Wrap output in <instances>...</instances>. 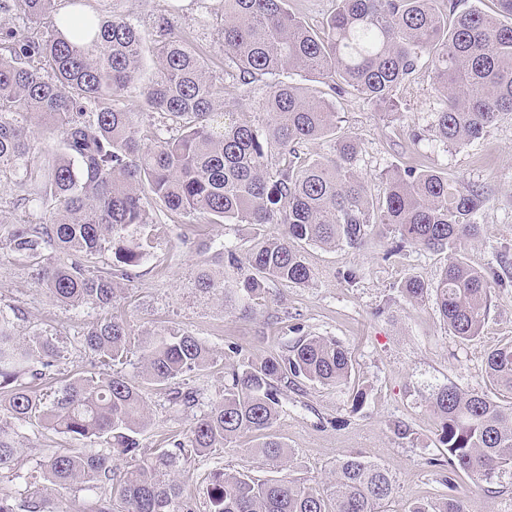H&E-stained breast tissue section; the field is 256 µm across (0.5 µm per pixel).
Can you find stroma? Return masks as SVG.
<instances>
[{
	"label": "stroma",
	"mask_w": 512,
	"mask_h": 512,
	"mask_svg": "<svg viewBox=\"0 0 512 512\" xmlns=\"http://www.w3.org/2000/svg\"><path fill=\"white\" fill-rule=\"evenodd\" d=\"M176 26L193 33L213 58L219 57L220 39L215 17H202L196 0H177ZM168 0H121L120 9L138 25L146 42L159 37V18ZM399 112L390 116L384 107L363 95L334 97L336 118L343 130L361 144L358 170L372 199L383 194L380 176L393 168L433 167L447 172L460 188L480 185L490 200L478 215L483 233L461 249L469 265L496 266L501 255L512 258V116L501 119L481 138L460 148H445L431 141L413 144L410 129L427 131L440 97L429 62L417 70L396 93ZM163 226L154 235L148 258L133 279L122 282L121 297L111 314L122 319L134 336L187 331L216 354L210 366L195 371L178 387L193 392L194 406L170 403L166 391L144 385L151 426L141 435L145 453L157 448L162 436L188 440L194 419L206 413L224 395L223 353L228 344L259 360L285 352L304 336H329L349 351L353 365L341 389L310 382L281 390V409L273 428L289 452L288 461L256 454L257 440L245 434L230 447L192 456L175 477L191 495L195 512H208L203 480L217 468L237 470L256 479L283 475L307 486L322 488L334 477L336 462L356 453L381 463L391 473L395 492L385 512H407L420 499H435L447 492L446 473L431 467L442 457L439 421L430 410L432 395L453 383L465 390H480L497 402L512 403V395L490 387L485 372L487 352L512 341V288L498 290L481 335L467 342L449 334L434 294L406 303L398 287L417 278L433 285L447 262L442 252L404 247L392 251L391 240L372 232L358 248L305 245L301 254L313 270L305 285L267 284L264 292L243 307L233 298L201 292L195 276L203 257L195 243L216 240L246 254L249 228L244 224H200L195 218L156 208ZM356 270L354 281L343 278ZM0 312L10 316L21 339L41 334L53 337L60 357L51 370L50 385L39 387L44 402L70 372L91 369L92 357L82 344V333L99 317V310L57 303L40 288L29 262L0 250ZM363 403H356V395ZM409 430L398 437L394 422ZM22 447L12 469L0 472V488L35 497L45 512H94L95 499L80 485L66 488L45 480L41 465L54 452L74 447L69 437L26 423L18 424ZM458 490L469 512H512V471L500 474L496 493L477 487L468 474H459Z\"/></svg>",
	"instance_id": "1"
}]
</instances>
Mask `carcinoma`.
<instances>
[{"instance_id": "obj_1", "label": "carcinoma", "mask_w": 512, "mask_h": 512, "mask_svg": "<svg viewBox=\"0 0 512 512\" xmlns=\"http://www.w3.org/2000/svg\"><path fill=\"white\" fill-rule=\"evenodd\" d=\"M0 0V14L18 21L0 29V208L24 210L3 242L29 261L38 285L55 301L73 307H112L119 281L133 278L149 253L150 240L132 229L151 224L154 206L200 215L208 224H249L245 258L235 249L200 242L208 255L196 276L206 293H233L251 300L270 282L307 284L313 272L302 259L304 244L345 243L357 248L378 227L405 243L448 253L435 285L439 313L449 333L466 341L479 336L489 318L492 290L512 287V262L478 270L458 257L462 243L480 236V210L488 201L480 187L457 188L435 169H396L385 194L370 201L357 169L360 144L339 130L333 102L308 86L320 83L337 96L353 89L391 111L394 91L428 56L441 93L433 113L434 141L460 147L481 138L504 114H512V24L470 10L447 16L437 0H339L317 31L288 11V0H223L224 76L196 39L177 30L176 9L159 18L164 38L144 48L139 30L112 0L107 15L83 9L85 0ZM159 62L144 76V52ZM299 75L305 83L282 76ZM238 93L261 87L262 120L247 121L221 109L226 86ZM159 114L169 137L141 135L140 116L128 99ZM60 136L56 152L35 156V135ZM325 139L329 153L303 156V143ZM43 207L37 223L27 212ZM278 224L276 235L264 232ZM53 249L71 261L47 257ZM112 250L113 268L92 271L89 260ZM247 266L231 281L224 269ZM429 287L410 278L399 289L409 303ZM85 349L104 367L122 365L132 333L115 317L84 332ZM146 383L168 388L188 373L214 363L197 336L170 333L137 341ZM224 397L197 419L190 446L174 439L152 454L139 435L150 424L140 385L119 372L76 371L48 405L33 395L24 376L40 379L54 367L58 347L38 335L20 341L11 319L0 316V410L10 418L51 428L86 444L68 448L43 464L55 486L79 483L88 490L113 481L112 455L129 468L96 512H194L183 489L170 479L188 455L228 447L243 433L260 442L255 452L288 458L271 433L280 413V387L303 379L339 388L348 382L351 357L336 339L298 340L287 353L253 360L237 346ZM491 385L512 393V341L487 353ZM439 442L447 451L434 466L448 468V494L417 501L409 512H468L451 475H472L495 493V478L512 469V406L482 391L449 383L433 394ZM18 432L0 421V471L11 469ZM101 449H95V446ZM209 512H382L394 485L386 468L359 454L336 463L334 482L319 490L289 477L259 480L244 472L216 470L207 477ZM43 512V500L16 506L0 489V512Z\"/></svg>"}]
</instances>
